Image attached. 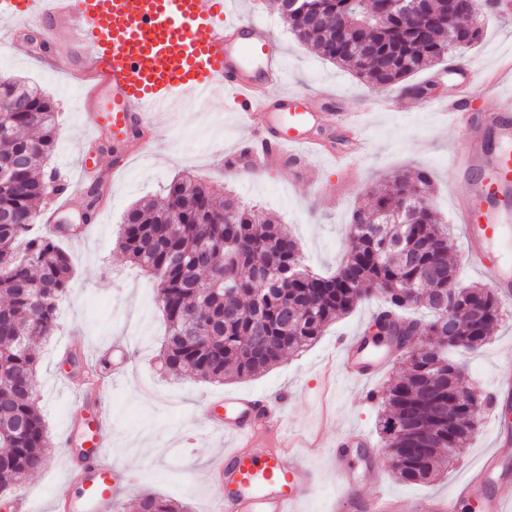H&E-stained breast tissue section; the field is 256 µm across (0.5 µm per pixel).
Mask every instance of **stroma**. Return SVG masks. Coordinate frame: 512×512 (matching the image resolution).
I'll list each match as a JSON object with an SVG mask.
<instances>
[{
  "label": "stroma",
  "mask_w": 512,
  "mask_h": 512,
  "mask_svg": "<svg viewBox=\"0 0 512 512\" xmlns=\"http://www.w3.org/2000/svg\"><path fill=\"white\" fill-rule=\"evenodd\" d=\"M225 3L227 19L269 26L284 56L282 90L335 92L343 105L362 113L361 132L367 147L347 175L337 170L331 158L313 159L318 179L334 190L326 200L310 192L306 174L288 166L246 176L226 167L227 156L243 136L229 97L218 95L199 109L155 116V128L147 132L146 143L135 146L110 176L107 203L99 207L89 231L82 239L63 244L72 259V287L59 303L58 332L36 345V395L57 446L47 465L22 486L33 512H51L53 498L71 491L66 477L68 458L59 440L68 419L91 411L98 399L109 413L111 430L102 453L124 487L113 512H136L138 497L147 492L187 504L191 512H210L207 469L224 447L223 440L202 427L206 401L212 397L284 395L285 435L292 438L297 454L324 470L337 434L357 428L370 440L378 438L383 408L368 401L366 394L385 390L399 378L406 369L404 358L396 357L384 374L365 384L340 375L333 384L322 381L327 363L336 355L337 339L368 331L377 306L373 300L329 325L306 351L287 356L256 376L207 383L162 375L158 353L164 324L151 282L116 251L115 239L127 208L141 199H163L172 179L192 173L213 187L233 191L247 205L273 213L300 242L305 265L331 274L347 248L350 213L368 206L370 189L394 171L424 168L435 184L430 203L443 215L453 240L450 258L458 267L459 284L484 281L464 256V227L458 216L463 202L452 192L460 174L448 156L454 131L447 110L423 106L401 83L382 90L363 85L351 70L300 44L279 16L276 0ZM477 19L483 31L478 43L450 54L414 80H438V90L446 97L452 95L457 80L469 81L473 108L480 115L493 110L501 96L512 95V17L484 7ZM36 53L25 33L15 31L12 23L0 24V73L25 79L52 94L59 122L56 150L47 165L75 186L81 180L83 160L90 157L108 167L112 156L94 150L89 126L96 115L84 111L80 85L65 71L43 67ZM117 339L131 353L129 373L98 388L97 361ZM453 357L463 366L465 380L477 390L487 391L501 381L512 371V304L505 306L501 323L481 350L457 351ZM493 438L490 411L484 407L478 412L468 448L436 480L399 482L382 448L375 451L376 473L367 474L366 479L373 488L402 499L407 512H417L418 503L448 495L469 466L491 448ZM337 485V476L325 470L324 482L304 512H331Z\"/></svg>",
  "instance_id": "1"
}]
</instances>
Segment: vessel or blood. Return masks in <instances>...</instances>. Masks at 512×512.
<instances>
[{"label":"vessel or blood","instance_id":"obj_1","mask_svg":"<svg viewBox=\"0 0 512 512\" xmlns=\"http://www.w3.org/2000/svg\"><path fill=\"white\" fill-rule=\"evenodd\" d=\"M0 19L38 29L43 41L60 52L55 69L76 71L91 64L84 108L99 100L107 106L94 134L108 133L113 151L128 150L139 127L172 107L192 109L213 96L232 97L243 117L259 114V125H245L243 142L251 168L283 164L308 167L320 154L315 133L329 115L324 95L270 94L282 82L283 52L269 30L255 21H225L224 0H0ZM447 108L458 118L449 154L462 171L455 193L466 206L462 221L467 250L496 292L512 297V267L485 261L495 247H512V99L500 102L486 124L498 147L485 150L477 125L469 119L470 95L459 84ZM357 334L338 344L344 378L369 381L390 363L387 353L369 351ZM495 428L501 412L512 406V381L503 380L489 394ZM206 424L214 435L234 437V447L209 466L215 512H295L314 497L320 470L285 451L284 410L280 398L244 394L224 399V414ZM67 435H80L104 447L110 428L104 416L93 425L68 424ZM370 443L357 430L336 438L330 465L342 481L336 512L358 502L361 512H404L400 499L366 488L352 470L355 452ZM78 491L53 503L54 512H112L119 487L105 457L84 463L77 472ZM512 481V438L495 436L492 448L471 467L448 497L425 504V512H455L458 501L476 512H512L499 485Z\"/></svg>","mask_w":512,"mask_h":512}]
</instances>
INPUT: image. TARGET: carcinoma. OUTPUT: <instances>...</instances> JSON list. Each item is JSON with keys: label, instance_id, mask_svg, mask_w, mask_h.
Returning a JSON list of instances; mask_svg holds the SVG:
<instances>
[{"label": "carcinoma", "instance_id": "obj_1", "mask_svg": "<svg viewBox=\"0 0 512 512\" xmlns=\"http://www.w3.org/2000/svg\"><path fill=\"white\" fill-rule=\"evenodd\" d=\"M282 20L303 45L346 66L371 86L394 85L477 43L481 29L461 15H445L444 0H428L429 18L405 13L398 0H309L305 13L277 0ZM0 497L20 488L48 461L51 442L36 403L37 339L55 335L59 302L73 267L60 240L39 231L40 202L66 186L43 164L55 149L57 112L49 92L18 78L0 85ZM423 169L392 175L371 190V205L349 219V247L330 276L301 264L298 242L285 225L259 209L218 193L201 180H172L158 205L139 200L126 211L116 247L139 266L155 289L166 333L162 369L175 379L222 383L246 379L285 355L313 345L325 328L379 295L386 321L402 335L420 337L404 352L408 368L377 399L383 447L396 458L403 482L429 481L467 446L487 399L457 403L448 383L461 375L448 350L482 348L502 320L491 288L457 281L448 225L428 203ZM454 305L455 321L444 310ZM427 320L399 322L415 308ZM206 335L195 336L201 315ZM137 512H188L144 493Z\"/></svg>", "mask_w": 512, "mask_h": 512}]
</instances>
